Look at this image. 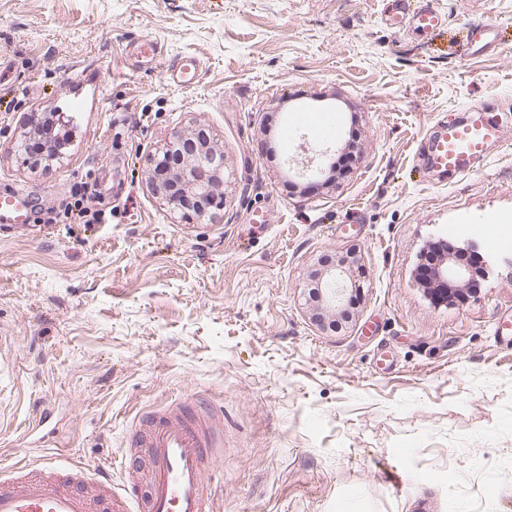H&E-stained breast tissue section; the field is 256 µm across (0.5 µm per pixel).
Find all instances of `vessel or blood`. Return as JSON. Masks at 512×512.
Returning a JSON list of instances; mask_svg holds the SVG:
<instances>
[{"mask_svg":"<svg viewBox=\"0 0 512 512\" xmlns=\"http://www.w3.org/2000/svg\"><path fill=\"white\" fill-rule=\"evenodd\" d=\"M398 15L409 17L416 29L436 28L441 19L431 7L401 4ZM503 130L492 113L474 110L468 122L442 125L430 140L432 164L457 174L470 171L473 158L501 139ZM222 432L213 416L192 403L176 402L147 412L129 442L131 454L146 450L148 497L144 512H213L208 475L214 467V448ZM39 474H23L8 489H0V512H133L138 497L137 470H127L123 492L112 489L111 477L94 480L93 491L72 490L87 467H59L51 457L38 461Z\"/></svg>","mask_w":512,"mask_h":512,"instance_id":"vessel-or-blood-1","label":"vessel or blood"}]
</instances>
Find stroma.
<instances>
[{
  "label": "stroma",
  "instance_id": "obj_1",
  "mask_svg": "<svg viewBox=\"0 0 512 512\" xmlns=\"http://www.w3.org/2000/svg\"><path fill=\"white\" fill-rule=\"evenodd\" d=\"M439 29L390 24L389 0H0V469L49 452L119 470L145 412L196 401L224 422L213 512H512V0H427ZM496 46L464 55L471 26ZM152 42L155 54L139 53ZM200 65L179 82L176 61ZM475 107L504 133L469 174L425 160L437 124ZM322 112L296 124L298 110ZM52 120L56 156L19 142ZM211 127L225 155L215 223L173 221L146 183L168 137ZM359 154L294 176L283 129ZM85 191L95 224L61 217ZM466 232H457L461 219ZM476 241L487 272L462 302L416 278L428 241ZM360 249L352 324L305 313L310 266ZM52 417L31 430L34 411Z\"/></svg>",
  "mask_w": 512,
  "mask_h": 512
}]
</instances>
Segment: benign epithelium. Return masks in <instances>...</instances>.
<instances>
[{
    "mask_svg": "<svg viewBox=\"0 0 512 512\" xmlns=\"http://www.w3.org/2000/svg\"><path fill=\"white\" fill-rule=\"evenodd\" d=\"M224 149L213 131L198 125L188 132H176L153 156L148 183L154 194L167 203L173 218L193 224L214 223L224 209ZM361 267V255L354 249L321 261L309 274L306 305L311 319L322 330L350 318L349 305L361 288L354 270ZM470 270L448 256V265L433 270L429 280L445 288L450 281L467 282Z\"/></svg>",
    "mask_w": 512,
    "mask_h": 512,
    "instance_id": "1",
    "label": "benign epithelium"
}]
</instances>
